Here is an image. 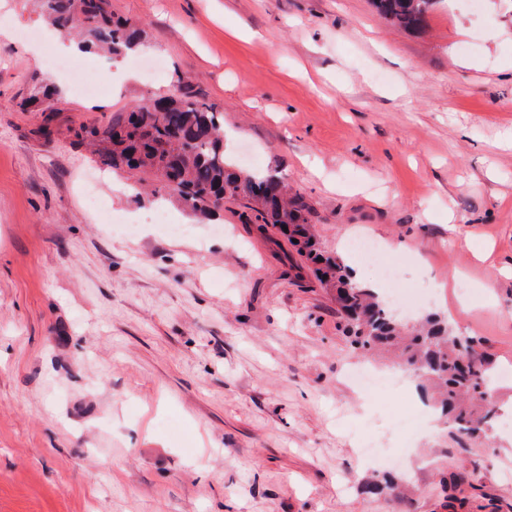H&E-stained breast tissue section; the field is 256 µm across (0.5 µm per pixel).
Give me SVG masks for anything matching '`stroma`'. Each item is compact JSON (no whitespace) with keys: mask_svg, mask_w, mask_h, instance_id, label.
I'll use <instances>...</instances> for the list:
<instances>
[{"mask_svg":"<svg viewBox=\"0 0 512 512\" xmlns=\"http://www.w3.org/2000/svg\"><path fill=\"white\" fill-rule=\"evenodd\" d=\"M137 24L122 83L97 98L51 77L34 0H0V512H512V425L430 418L407 374L363 394L332 290L244 205L130 237L88 208L144 207L77 141L174 92L224 114L235 160L311 208L321 246L354 235L400 258L434 312L512 369V0H433L417 32L371 0H112ZM52 110L28 104L46 84ZM469 238V247L459 246ZM387 449L398 496L367 494ZM462 473L461 506L443 480Z\"/></svg>","mask_w":512,"mask_h":512,"instance_id":"stroma-1","label":"stroma"}]
</instances>
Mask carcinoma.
Returning a JSON list of instances; mask_svg holds the SVG:
<instances>
[{"label":"carcinoma","instance_id":"obj_1","mask_svg":"<svg viewBox=\"0 0 512 512\" xmlns=\"http://www.w3.org/2000/svg\"><path fill=\"white\" fill-rule=\"evenodd\" d=\"M53 28L78 32L86 48L120 54L137 45L138 28L112 16L111 0H36ZM432 0H373L380 16L405 31L425 24ZM158 112L144 103L106 127H83L79 141L96 147L103 163L126 167L156 180L148 201L178 203L201 221L224 211V200L244 202L255 220L297 240L322 283L333 289L347 322L354 350L363 357L395 349L419 389L459 433L486 432L494 425L498 405L495 365L472 336L458 335L448 319L429 313L410 322L395 316L385 296L352 280L339 254L320 247L310 224V208L278 175L258 176L230 162L224 150V113L204 100L171 94L154 100ZM396 481L382 475L368 493L381 495Z\"/></svg>","mask_w":512,"mask_h":512}]
</instances>
